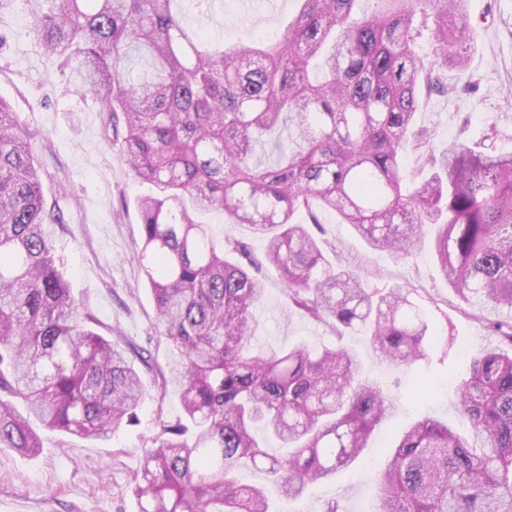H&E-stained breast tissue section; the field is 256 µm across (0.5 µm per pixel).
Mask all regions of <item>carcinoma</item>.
<instances>
[{"label":"carcinoma","mask_w":512,"mask_h":512,"mask_svg":"<svg viewBox=\"0 0 512 512\" xmlns=\"http://www.w3.org/2000/svg\"><path fill=\"white\" fill-rule=\"evenodd\" d=\"M30 32L108 113L110 141L152 192L138 201L135 255L177 361L183 420L150 439L129 488L138 512H272L369 447L395 407L346 348L254 343L259 275L272 266L288 310L336 335L363 330L382 360L427 361L435 332L402 287L327 258L295 214L336 213L373 249L408 257L427 226L442 275L502 344L457 384L469 436L424 418L389 447L373 512H512V152L464 141L435 152L414 128L424 92L467 65L464 0H302L270 42L211 46L179 0H26ZM431 53L419 52L423 37ZM432 170L409 189L401 162ZM221 211L265 240L218 244L196 214ZM27 133L0 99V451L34 457L42 432L106 438L136 421L145 389L129 350L92 328L59 270ZM280 443L274 454L266 441ZM267 482L241 485L244 464Z\"/></svg>","instance_id":"1"}]
</instances>
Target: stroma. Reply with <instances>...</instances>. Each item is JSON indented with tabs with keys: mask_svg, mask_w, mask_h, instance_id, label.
<instances>
[{
	"mask_svg": "<svg viewBox=\"0 0 512 512\" xmlns=\"http://www.w3.org/2000/svg\"><path fill=\"white\" fill-rule=\"evenodd\" d=\"M300 0H260L247 10L239 0H215L209 14L192 16L193 25L228 45H248L274 35L300 9ZM472 29L473 52L465 68L449 69L444 95L422 96L418 125L430 131L436 149L454 140L476 142L487 124H496L498 150L512 152V0H464ZM25 0L0 11V98L25 128L40 170L47 206L61 221L51 234L58 264L76 298L91 312L95 331L119 343L144 349L150 362L141 376L147 389L139 422L105 439L46 434L35 457L0 452V512H136L128 487L144 461L146 437L182 415L178 394H158L156 368L174 356L158 333L147 279L134 257L139 239L136 203L151 191L122 163L104 135L98 102L70 90L69 74L44 55L28 33ZM317 235L333 263L352 269L378 286H407L436 324L440 338H452L449 351L435 350L430 363H382L360 333L343 343L356 351L363 375L398 396L392 416L376 431L361 461L312 488L300 500L277 499V512H321L325 501L340 498L345 512H370L371 486L386 464L384 443L425 416L448 422L457 433L471 425L456 409L455 381L472 353L495 344L486 325L495 312L464 307L455 289L438 272L432 236L424 234L405 259L371 249L335 213L319 212ZM266 292L255 311V341L292 345L329 344L326 323L285 312L284 285L266 272Z\"/></svg>",
	"mask_w": 512,
	"mask_h": 512,
	"instance_id": "35a3bbf8",
	"label": "stroma"
}]
</instances>
